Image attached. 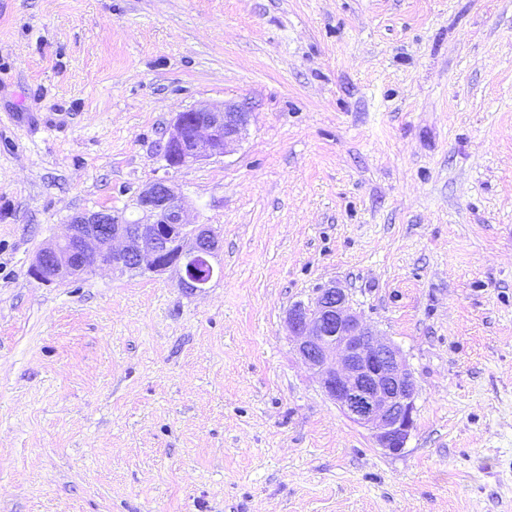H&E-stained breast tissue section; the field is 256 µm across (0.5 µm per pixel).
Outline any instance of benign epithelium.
<instances>
[{"mask_svg": "<svg viewBox=\"0 0 512 512\" xmlns=\"http://www.w3.org/2000/svg\"><path fill=\"white\" fill-rule=\"evenodd\" d=\"M248 117L227 103L179 113L163 145L168 166L231 153ZM137 204L145 215L141 221L123 222L105 210L73 216L67 233L35 256L34 277L53 284L100 267L122 273H162L174 267L181 287L205 291L215 275L214 231L185 221L182 200L166 180L141 190ZM285 324L296 354L345 417L369 431L378 447L401 453L415 428L418 387L400 348L376 333L334 284L317 289L306 303L292 304Z\"/></svg>", "mask_w": 512, "mask_h": 512, "instance_id": "benign-epithelium-1", "label": "benign epithelium"}]
</instances>
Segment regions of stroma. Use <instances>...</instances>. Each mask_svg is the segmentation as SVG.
<instances>
[{
    "mask_svg": "<svg viewBox=\"0 0 512 512\" xmlns=\"http://www.w3.org/2000/svg\"><path fill=\"white\" fill-rule=\"evenodd\" d=\"M225 102L235 150L170 168ZM160 179L206 292L31 276ZM331 282L416 378L400 454L288 337ZM0 512H512V0H0ZM248 117L249 112L227 103L179 113L163 145L168 166L180 168L231 153L246 130Z\"/></svg>",
    "mask_w": 512,
    "mask_h": 512,
    "instance_id": "obj_1",
    "label": "stroma"
}]
</instances>
